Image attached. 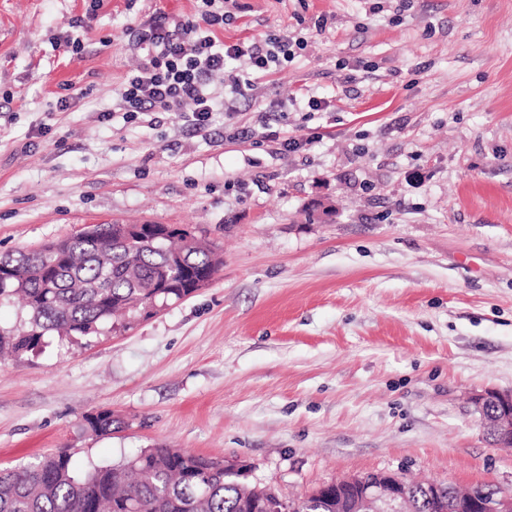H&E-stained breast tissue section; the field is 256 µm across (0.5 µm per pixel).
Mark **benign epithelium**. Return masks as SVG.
Masks as SVG:
<instances>
[{"instance_id":"obj_1","label":"benign epithelium","mask_w":512,"mask_h":512,"mask_svg":"<svg viewBox=\"0 0 512 512\" xmlns=\"http://www.w3.org/2000/svg\"><path fill=\"white\" fill-rule=\"evenodd\" d=\"M126 238H143L152 234L160 242L176 233L167 225L123 224ZM485 431L492 432L496 443L512 446V392L488 391L478 398ZM430 509L446 512L447 503L440 485L426 483L421 486ZM411 486L401 477L381 472L371 477L354 475L331 481L311 492L331 503V512H405ZM291 499L270 490L264 499L265 512H290ZM455 512H512V494L503 491L488 498H476L469 492L454 496Z\"/></svg>"}]
</instances>
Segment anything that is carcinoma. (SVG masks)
<instances>
[{"mask_svg": "<svg viewBox=\"0 0 512 512\" xmlns=\"http://www.w3.org/2000/svg\"><path fill=\"white\" fill-rule=\"evenodd\" d=\"M166 242L120 239L116 225L97 224L52 242L38 252L0 257L11 278L0 297L22 296L28 321L21 329L0 328V356L29 352L43 336H89L117 312L137 313L199 289L192 278L174 288H155L162 271L178 260L194 273L214 277L217 253L196 238ZM89 428L112 433L110 411L86 417ZM266 486L224 474L221 463L177 448L142 451L118 466L76 473L67 452L49 454L23 467L0 468V512H261Z\"/></svg>", "mask_w": 512, "mask_h": 512, "instance_id": "cac0c4a2", "label": "carcinoma"}]
</instances>
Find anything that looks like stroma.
Here are the masks:
<instances>
[{"instance_id": "35a3bbf8", "label": "stroma", "mask_w": 512, "mask_h": 512, "mask_svg": "<svg viewBox=\"0 0 512 512\" xmlns=\"http://www.w3.org/2000/svg\"><path fill=\"white\" fill-rule=\"evenodd\" d=\"M200 8L0 0V255L148 222L223 260L150 315L0 360V468L166 446L291 496L375 471L512 492L475 403L512 391V0H224L225 42L281 34L288 60L237 62L253 88L207 131L124 119L130 25ZM103 410L122 428L94 434Z\"/></svg>"}]
</instances>
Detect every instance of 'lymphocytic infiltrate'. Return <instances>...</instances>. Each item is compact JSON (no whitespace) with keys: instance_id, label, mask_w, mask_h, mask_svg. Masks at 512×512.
I'll use <instances>...</instances> for the list:
<instances>
[{"instance_id":"lymphocytic-infiltrate-1","label":"lymphocytic infiltrate","mask_w":512,"mask_h":512,"mask_svg":"<svg viewBox=\"0 0 512 512\" xmlns=\"http://www.w3.org/2000/svg\"><path fill=\"white\" fill-rule=\"evenodd\" d=\"M197 20L157 13L132 27V42L139 52L137 68L118 91L126 116L176 113L185 124L204 129L218 103L208 91L214 75L227 65L248 57L252 67L265 72L279 65L288 53V41L266 37L227 43L217 32L224 26L218 0H202Z\"/></svg>"}]
</instances>
